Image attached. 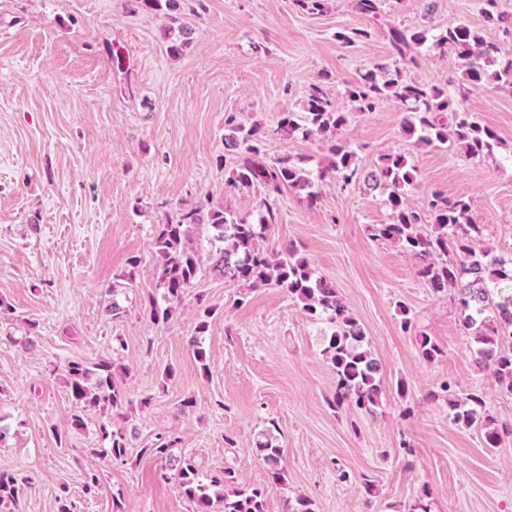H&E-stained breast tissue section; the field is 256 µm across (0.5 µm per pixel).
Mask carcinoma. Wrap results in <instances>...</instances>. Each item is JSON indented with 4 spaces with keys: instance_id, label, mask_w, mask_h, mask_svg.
<instances>
[{
    "instance_id": "cac0c4a2",
    "label": "carcinoma",
    "mask_w": 512,
    "mask_h": 512,
    "mask_svg": "<svg viewBox=\"0 0 512 512\" xmlns=\"http://www.w3.org/2000/svg\"><path fill=\"white\" fill-rule=\"evenodd\" d=\"M192 34L191 28L178 17L170 18L169 50L178 53ZM369 32L350 28L336 34L343 46L366 38ZM391 60L377 62L348 83L347 95L356 112H372L385 99L391 98L404 107L403 132L419 146L460 149L478 157L499 145L496 133L483 126L459 102L446 92L426 83L405 79L404 66L416 64L430 49L443 53L452 50L461 61L462 73L470 85H508L512 87V57L485 41L468 25L459 23L433 36L428 41L426 27L389 29ZM348 122V113L339 109L327 89L317 83L310 87L303 103V112H283L274 129L253 124L247 126L235 116L224 120V147L239 156L228 187L235 190L262 188V211L256 223L224 210V208H182L162 225L156 240L158 263L155 268L161 300L149 304L150 318L165 321L170 304L182 300L186 290L198 279L201 264L195 234L204 228L209 245L212 269L228 283L248 287L281 288L303 304L311 315L321 316L335 325L325 348L326 358L336 375V395L331 407L341 409L354 405L368 413L375 412L385 398L386 389L379 378L380 365L365 347L364 327L353 317L335 285L315 274L308 260L290 244L279 251L267 253L260 241L277 224L275 202L288 188L301 195L308 206L320 199L315 179L290 157L266 160L264 147L273 135L295 133L304 138L326 139ZM330 160L321 169L318 180L336 177L346 184L359 179L376 190L388 191L385 204L391 211L387 224H376L373 238L391 242L406 250L416 261V274L435 294L446 293L459 313L463 333L477 344L476 363L489 369L500 390L512 396V348L503 349L504 341H512V258L495 255L490 248H480L482 227L470 221L472 205L466 197L448 198L432 194L427 198V213L408 204L407 189L416 181V170L402 155L387 154L374 168L361 173L353 165L354 151L340 144L329 146ZM433 221L426 223V215ZM164 302L163 308L159 302ZM212 311H203L197 335L189 340L194 356L204 362L206 351L200 335L208 326ZM401 328L415 334L422 358L432 362L439 357L437 343L420 330L418 318L406 308L400 309ZM61 376L77 411L70 427L86 426L83 411L98 412L100 448L97 452L112 462H123L127 454V436L113 428L112 420L121 414L124 390L115 381V364L102 359L92 365L70 360L61 368ZM446 393L452 420L484 430L488 447H497L503 435H512V428L501 429L490 419L482 393L461 390L451 382L441 385ZM174 443L159 438L146 449L164 469L174 471L182 493L194 504V512H265L263 492L236 489L224 493L228 476H200L190 459L172 453ZM258 451L270 472L272 481L284 479L283 449L273 443L269 433L258 441ZM23 483L13 474L0 473V512H20Z\"/></svg>"
}]
</instances>
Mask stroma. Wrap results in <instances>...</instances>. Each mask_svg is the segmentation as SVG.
Listing matches in <instances>:
<instances>
[{"instance_id": "35a3bbf8", "label": "stroma", "mask_w": 512, "mask_h": 512, "mask_svg": "<svg viewBox=\"0 0 512 512\" xmlns=\"http://www.w3.org/2000/svg\"><path fill=\"white\" fill-rule=\"evenodd\" d=\"M428 2L434 32L463 22L512 51V0H498L496 23L480 0H383L377 19L350 0H329L320 14L297 0H180L194 34L176 56L164 12L131 0H0V332L36 326L33 347L0 343V426L9 432L0 472L28 478L22 512H57L64 490L74 512H112L116 495L125 512H193L145 452L161 436L176 439V454L200 474L229 471L236 487L264 490L266 512H287L300 495L315 512H411L419 502L430 512H512V437L487 447L479 429L451 421L439 391L451 381L483 393L503 425H512V397L477 367L447 296L427 288L401 247L373 239V225L390 218L383 191L327 179L310 208L284 190L261 243L268 252L296 245L364 326L386 387L375 414L332 410L336 376L324 354L332 327L282 289L228 283L205 266L167 321L147 312L159 294L155 241L167 218L215 206L258 220L259 191L227 185L238 158L224 152L225 116L275 127L321 79L348 123L328 142L273 136L268 158L315 173L333 142L354 150L362 171L382 155L405 156L417 170L411 205L434 191L469 197L482 246L512 255V88L460 95L461 108L502 142L474 158L415 145L394 100L364 115L350 110L348 81L389 59V27L413 25ZM352 27L368 38L340 45L336 32ZM404 74L452 96L463 86L452 52L424 55ZM133 257L140 264L129 282L122 275ZM115 298L118 318L108 311ZM204 305L212 315L202 366L188 341ZM404 307L441 347L436 360L425 361L402 330ZM104 358L126 368L115 424L131 436L121 463L93 455L96 414L69 428L74 404L54 372ZM187 398L194 406L181 410ZM265 430L284 451L280 485L255 450ZM91 468L100 487L88 495Z\"/></svg>"}]
</instances>
